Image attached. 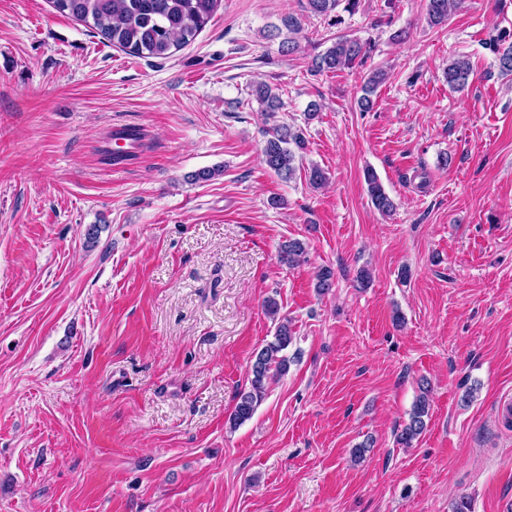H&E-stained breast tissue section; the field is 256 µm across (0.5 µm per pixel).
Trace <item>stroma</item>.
Wrapping results in <instances>:
<instances>
[{
  "instance_id": "35a3bbf8",
  "label": "stroma",
  "mask_w": 512,
  "mask_h": 512,
  "mask_svg": "<svg viewBox=\"0 0 512 512\" xmlns=\"http://www.w3.org/2000/svg\"><path fill=\"white\" fill-rule=\"evenodd\" d=\"M305 4L221 0L192 43L143 58L50 0H0V512H512V75L490 48L512 0H458L439 26L426 0H359L338 26ZM340 34L374 48L312 73ZM119 124L145 146L109 166ZM278 125L305 140L290 180L262 160ZM270 297L290 367L233 429ZM423 377L427 428L402 448ZM471 74L470 63L467 60L458 59L448 65L445 78L451 89L462 90L468 85ZM365 180L373 206L382 214L391 213L395 204L372 169L366 170ZM305 246L297 239L283 242L279 248V261L288 267L299 265L305 259Z\"/></svg>"
}]
</instances>
